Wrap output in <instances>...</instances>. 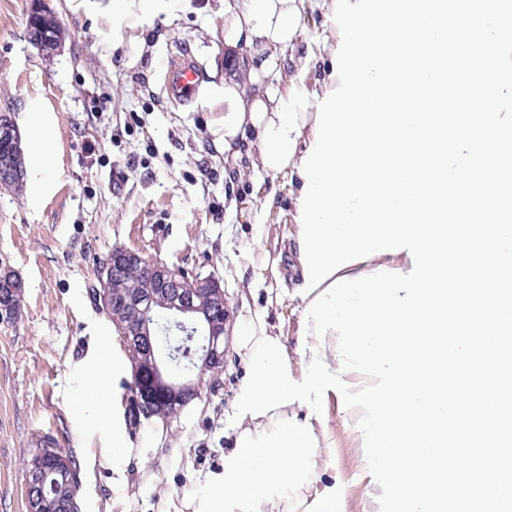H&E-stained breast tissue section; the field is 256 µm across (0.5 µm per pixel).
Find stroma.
<instances>
[{
  "instance_id": "obj_1",
  "label": "stroma",
  "mask_w": 512,
  "mask_h": 512,
  "mask_svg": "<svg viewBox=\"0 0 512 512\" xmlns=\"http://www.w3.org/2000/svg\"><path fill=\"white\" fill-rule=\"evenodd\" d=\"M33 2L0 0V114L12 117L25 153L52 154L41 193L29 182L19 192L0 189V269L23 285L20 318L0 323V512H27L24 464L48 438L81 464L80 512H194L195 486L223 474L243 360L231 352L213 390L163 419L159 445L143 417L126 423L125 447L113 450L98 432L77 428L78 415L111 410L78 389L100 335L119 341L90 290L116 247L219 279L230 322L243 305L266 309L293 373L303 376L299 303L267 302L277 283L294 285L281 253L294 231L288 183L264 178L277 206L260 217L233 207L235 193L251 185L224 180V0H166L148 21L113 13L112 0H47L64 33L49 57L28 36ZM181 57L214 78L187 106L164 85ZM36 104L51 118L41 135L27 121ZM268 259L276 273L254 282L243 275ZM326 410L320 483L342 482L340 512H379L357 411L339 396Z\"/></svg>"
}]
</instances>
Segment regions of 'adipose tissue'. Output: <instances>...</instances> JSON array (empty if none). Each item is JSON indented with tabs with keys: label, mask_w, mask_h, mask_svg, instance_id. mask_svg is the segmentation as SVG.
<instances>
[{
	"label": "adipose tissue",
	"mask_w": 512,
	"mask_h": 512,
	"mask_svg": "<svg viewBox=\"0 0 512 512\" xmlns=\"http://www.w3.org/2000/svg\"><path fill=\"white\" fill-rule=\"evenodd\" d=\"M334 0H231L224 9V44L239 50L247 81H224V176L253 172L288 180L292 198L304 185L298 173L314 141L317 96L339 87L338 78L317 76L331 64L339 42L336 25L302 43L308 11L332 14Z\"/></svg>",
	"instance_id": "obj_1"
}]
</instances>
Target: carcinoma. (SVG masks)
<instances>
[{
    "label": "carcinoma",
    "instance_id": "cac0c4a2",
    "mask_svg": "<svg viewBox=\"0 0 512 512\" xmlns=\"http://www.w3.org/2000/svg\"><path fill=\"white\" fill-rule=\"evenodd\" d=\"M27 29L29 37L39 44L45 53L51 52L54 41L60 35L59 26L55 18L40 19L30 13L27 17ZM17 154V150L11 145L0 142V181L4 180L6 173H24L25 159H20L15 164L11 157ZM127 258L123 264V286L129 291L152 294L158 291V281L150 276L140 259L134 256V252L127 251ZM112 256H107L99 266L97 272L98 286L91 289L92 297L101 309L108 315L116 331H121L129 322L130 314L121 306L112 305ZM220 286L214 282L202 285L197 304L201 312H215L224 308V301L219 292ZM22 285L16 277L10 273L0 272V305L6 308L7 322L13 323L21 316ZM166 401L161 406H156L150 412L152 416L174 417L181 407L189 400L186 394L168 393ZM50 449L55 454V472L42 477L28 499V507L35 512H74L75 495L80 478V467L72 451L63 448L57 443H52Z\"/></svg>",
    "mask_w": 512,
    "mask_h": 512
}]
</instances>
